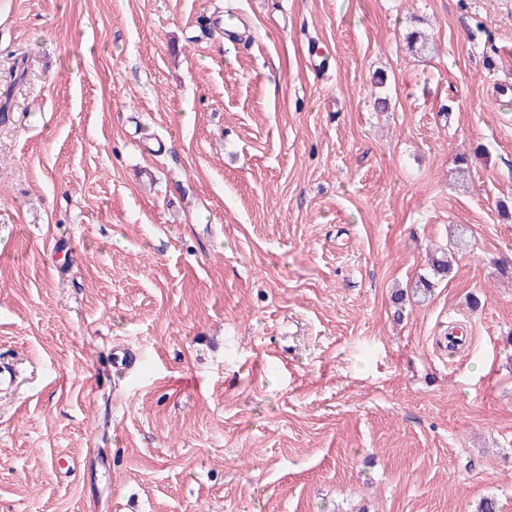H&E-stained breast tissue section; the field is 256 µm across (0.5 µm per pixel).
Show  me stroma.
Masks as SVG:
<instances>
[{
	"mask_svg": "<svg viewBox=\"0 0 512 512\" xmlns=\"http://www.w3.org/2000/svg\"><path fill=\"white\" fill-rule=\"evenodd\" d=\"M1 105L0 512H512V0H0ZM453 233L448 253H443L440 258H436L433 262V279H442L448 276L451 272L452 260L455 255L462 253L468 247V229L466 227L459 225L454 229Z\"/></svg>",
	"mask_w": 512,
	"mask_h": 512,
	"instance_id": "1",
	"label": "stroma"
}]
</instances>
